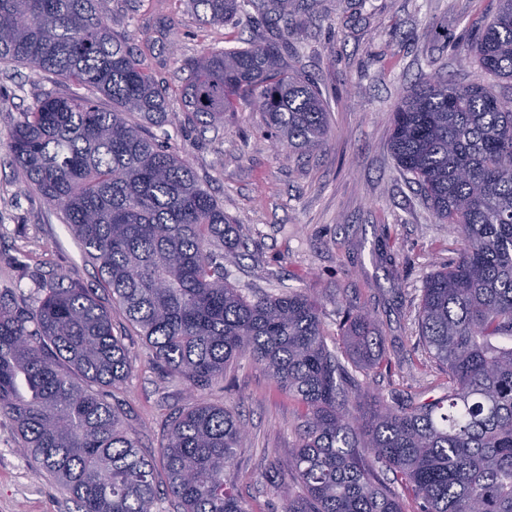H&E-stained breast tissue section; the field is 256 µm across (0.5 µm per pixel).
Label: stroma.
Wrapping results in <instances>:
<instances>
[{
  "label": "stroma",
  "instance_id": "stroma-1",
  "mask_svg": "<svg viewBox=\"0 0 512 512\" xmlns=\"http://www.w3.org/2000/svg\"><path fill=\"white\" fill-rule=\"evenodd\" d=\"M498 8L499 0H294L285 63L324 93L330 135L321 150L301 154L278 146L261 113L243 104L215 127L175 122L154 131L247 236V251L224 262L243 295L306 289L320 296L325 341L340 356L345 312L375 311L393 367L361 383L392 407L410 394H442L445 376L420 339L418 307L426 277L462 248L453 226L437 219L397 165L392 112L428 75L490 84L512 97V80L460 62ZM101 9L139 49L176 114L190 77L186 60L273 32L266 14L251 6L224 25L202 23L184 0H102ZM53 88L29 67L0 63V293L30 303L40 281L63 276L90 284L97 277L61 213L25 190L3 143L19 112ZM112 324L132 361L118 392L121 410L142 448L157 452L169 415L186 401V384L154 364L120 311H113ZM202 397L231 409L245 425L233 481L246 512H285L287 500L273 489L266 467L273 458L287 461L295 448L301 404L245 358ZM0 512H78L64 488L35 474L6 421L0 423Z\"/></svg>",
  "mask_w": 512,
  "mask_h": 512
}]
</instances>
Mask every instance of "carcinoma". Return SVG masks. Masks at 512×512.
I'll return each instance as SVG.
<instances>
[{"mask_svg": "<svg viewBox=\"0 0 512 512\" xmlns=\"http://www.w3.org/2000/svg\"><path fill=\"white\" fill-rule=\"evenodd\" d=\"M189 2L209 24L232 22L245 6ZM264 2L274 38L187 62L184 120L221 125L244 103L276 142L319 150L326 101L283 63L292 0ZM471 61L512 80V0H500L461 56ZM6 62L62 86L19 113L6 147L24 188L63 214L98 280L44 282L33 304L0 296V421L78 512H154L159 467L179 512H245L228 476L241 420L201 398L243 357L304 407L288 463H269L287 512H405L406 496L420 512H512V106L503 96L428 78L394 110L392 154L454 226L462 252L426 277L418 309L420 339L448 393L366 409L362 385L327 347L318 297L251 300L228 280L224 251L243 246L238 226L151 134L175 119L167 88L112 29L100 0H0ZM114 305L190 392L156 457L118 408L131 363L114 334ZM341 330L356 367L391 368L372 311H347Z\"/></svg>", "mask_w": 512, "mask_h": 512, "instance_id": "cac0c4a2", "label": "carcinoma"}]
</instances>
